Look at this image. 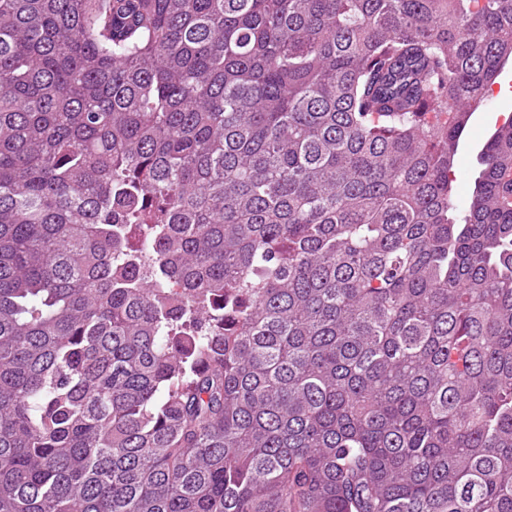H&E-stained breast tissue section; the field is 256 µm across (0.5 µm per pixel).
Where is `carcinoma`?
I'll use <instances>...</instances> for the list:
<instances>
[{"label": "carcinoma", "instance_id": "carcinoma-1", "mask_svg": "<svg viewBox=\"0 0 512 512\" xmlns=\"http://www.w3.org/2000/svg\"><path fill=\"white\" fill-rule=\"evenodd\" d=\"M512 0H0V512H512ZM492 86L486 101L476 111L464 134L463 146L459 153V168L456 186V199L463 204L467 199L471 183L478 173L477 153L486 141L489 133L496 125L509 115L512 116V94L502 91V86L508 83L512 89V68L507 67Z\"/></svg>", "mask_w": 512, "mask_h": 512}]
</instances>
